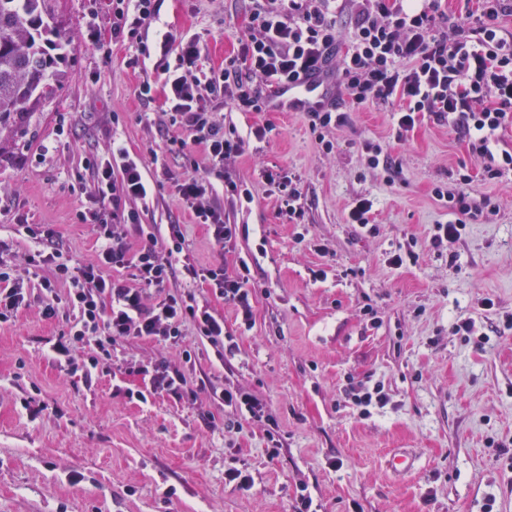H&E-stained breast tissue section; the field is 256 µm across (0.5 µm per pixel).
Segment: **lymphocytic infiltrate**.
Wrapping results in <instances>:
<instances>
[{"instance_id":"f902f5d3","label":"lymphocytic infiltrate","mask_w":512,"mask_h":512,"mask_svg":"<svg viewBox=\"0 0 512 512\" xmlns=\"http://www.w3.org/2000/svg\"><path fill=\"white\" fill-rule=\"evenodd\" d=\"M248 39L240 46V57L229 60L223 71L198 78L196 36L163 34L157 47H149L148 31L160 18L159 0H112V35L137 45L139 56L159 52L156 78L143 81L142 98H150L155 82H162L171 124L189 132L195 142L205 144L213 166L242 155L246 140L225 130L209 113L197 107L204 95L224 89L242 110L261 107L260 85L276 86L298 80L321 67H332L346 95L355 104L399 103L397 134L414 129L422 117L447 120L462 137L471 157L480 163L486 179L512 173V152L499 146L497 133L512 124V34L498 23L505 0H481V9L466 25L438 10L437 0H251ZM348 12L354 17L347 46L337 39L336 17ZM95 199L123 215L124 224L100 227L101 249L95 262L78 268L60 263L58 251L44 255L45 263L69 283L68 305L78 311L77 321L53 350L71 357L86 344L95 350L84 367L110 371L112 348L121 341L156 338L171 343L180 340V326L192 322L200 335L234 355L237 345L224 339V324L193 295H162L163 286L175 269L171 260L148 248L130 253L125 224L139 221L131 201L151 196L143 166L132 159L121 166L120 177L112 175L111 159L91 168ZM457 189L437 191L448 203L449 219L437 223L429 239L433 249L461 238L467 223L483 215L471 196V176L459 174ZM183 204L201 223L207 224L216 244L231 246L235 225L225 223L221 210L202 206L201 200L215 190L208 175L188 174L175 180ZM130 269V279L105 275V268ZM190 277L208 279L215 293L232 304L243 325H251L253 310L250 268L240 262L234 271L218 266L197 270L184 268ZM161 295L148 303L149 292Z\"/></svg>"}]
</instances>
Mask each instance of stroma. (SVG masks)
<instances>
[{
	"mask_svg": "<svg viewBox=\"0 0 512 512\" xmlns=\"http://www.w3.org/2000/svg\"><path fill=\"white\" fill-rule=\"evenodd\" d=\"M61 5L72 35L63 86L0 158V241L30 293L29 307L0 323V512H293L302 493L319 512H512V175L484 180L444 121L424 120L396 140L392 107L351 105L339 89L334 101L348 122L321 138L308 113L245 112L209 96L202 106L225 128L266 131L212 178L252 193L248 202L210 198L237 227L223 251L162 177L205 170L208 154L165 123L162 85L151 100L139 97L145 72L129 63L135 43L110 37L112 0ZM250 8L249 0H163L160 17L174 36H198L207 73L236 54ZM367 139L388 146L399 165L393 178L364 167ZM174 140L187 149H171ZM115 147L144 162L153 189L129 229L131 251L168 253L176 224L184 243L174 264L248 263V329L207 283L180 271L165 286L194 294L223 321L234 356L218 359L189 321L178 347L116 344L108 373L85 375L52 352L68 322L43 316L42 286L51 282L63 298L68 285L43 263L32 233L52 231L70 266L95 260L98 234L84 220L98 209L89 169L106 156L120 169ZM463 167L473 196L491 206L461 239L430 249L434 224L448 218L434 190ZM268 171L300 177V223L281 211ZM359 197L374 202V229L347 221ZM409 251L416 261L389 264ZM487 297L493 307L483 306ZM462 320L472 335L457 332ZM160 362L185 372L194 402L153 393L136 372ZM352 380L382 385L387 404L362 415L344 396ZM226 387L267 403L278 455L268 452L264 423L224 407L216 392ZM396 448L420 456L402 477L386 466ZM234 466L247 469L249 489L225 482Z\"/></svg>",
	"mask_w": 512,
	"mask_h": 512,
	"instance_id": "35a3bbf8",
	"label": "stroma"
}]
</instances>
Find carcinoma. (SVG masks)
Here are the masks:
<instances>
[{
	"label": "carcinoma",
	"mask_w": 512,
	"mask_h": 512,
	"mask_svg": "<svg viewBox=\"0 0 512 512\" xmlns=\"http://www.w3.org/2000/svg\"><path fill=\"white\" fill-rule=\"evenodd\" d=\"M70 41L57 0H0V133H23L27 116L62 85L55 66Z\"/></svg>",
	"instance_id": "carcinoma-1"
}]
</instances>
